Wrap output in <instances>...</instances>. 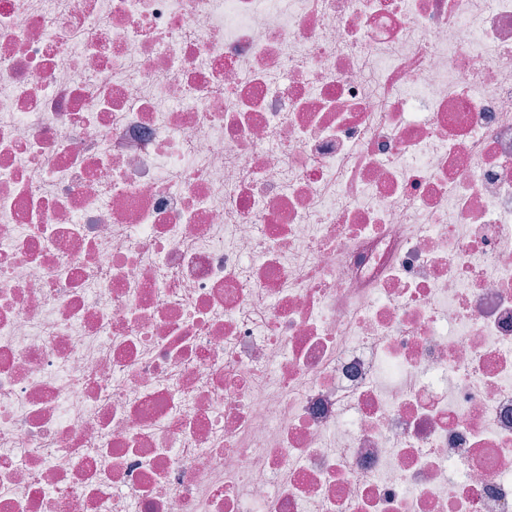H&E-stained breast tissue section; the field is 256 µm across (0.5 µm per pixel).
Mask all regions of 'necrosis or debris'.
<instances>
[{
	"label": "necrosis or debris",
	"instance_id": "obj_1",
	"mask_svg": "<svg viewBox=\"0 0 512 512\" xmlns=\"http://www.w3.org/2000/svg\"><path fill=\"white\" fill-rule=\"evenodd\" d=\"M0 512H512V0H0Z\"/></svg>",
	"mask_w": 512,
	"mask_h": 512
}]
</instances>
